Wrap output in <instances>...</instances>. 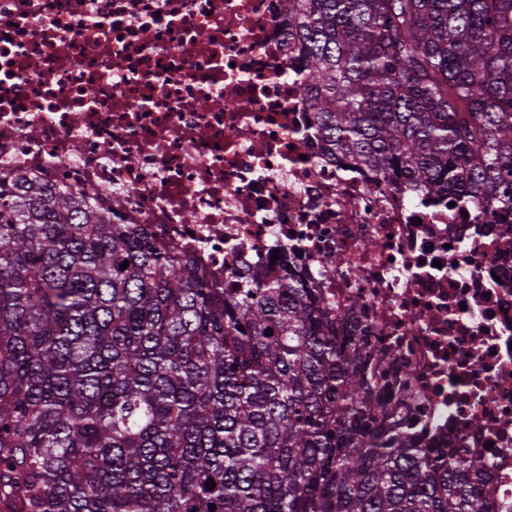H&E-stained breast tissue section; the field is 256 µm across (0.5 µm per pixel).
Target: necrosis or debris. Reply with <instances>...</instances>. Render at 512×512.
I'll return each instance as SVG.
<instances>
[{
    "mask_svg": "<svg viewBox=\"0 0 512 512\" xmlns=\"http://www.w3.org/2000/svg\"><path fill=\"white\" fill-rule=\"evenodd\" d=\"M280 21L278 0H0V171L96 187L210 283L292 271L360 300L389 408L480 458L491 512H512V225L336 162Z\"/></svg>",
    "mask_w": 512,
    "mask_h": 512,
    "instance_id": "4bbe7bcc",
    "label": "necrosis or debris"
}]
</instances>
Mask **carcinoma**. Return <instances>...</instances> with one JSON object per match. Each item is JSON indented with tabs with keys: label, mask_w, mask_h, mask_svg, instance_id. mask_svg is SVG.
Instances as JSON below:
<instances>
[{
	"label": "carcinoma",
	"mask_w": 512,
	"mask_h": 512,
	"mask_svg": "<svg viewBox=\"0 0 512 512\" xmlns=\"http://www.w3.org/2000/svg\"><path fill=\"white\" fill-rule=\"evenodd\" d=\"M282 2L336 161L512 216V0ZM348 318L299 277L218 288L142 225L1 173L0 501L490 512L481 460L395 423Z\"/></svg>",
	"instance_id": "1"
}]
</instances>
